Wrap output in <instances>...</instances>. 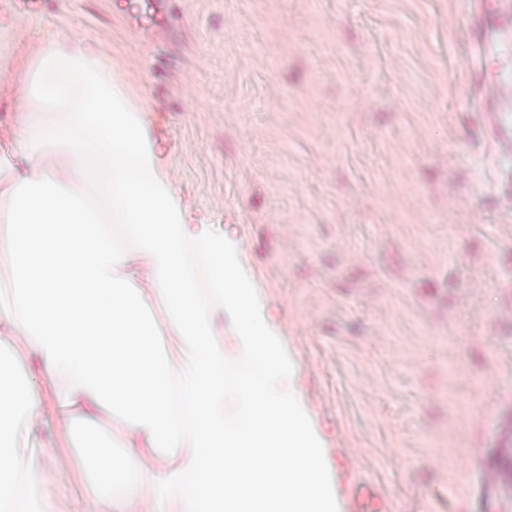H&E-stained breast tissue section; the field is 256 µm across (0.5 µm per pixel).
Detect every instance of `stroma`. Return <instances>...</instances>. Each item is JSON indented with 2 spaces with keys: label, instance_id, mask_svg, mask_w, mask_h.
Returning <instances> with one entry per match:
<instances>
[{
  "label": "stroma",
  "instance_id": "stroma-1",
  "mask_svg": "<svg viewBox=\"0 0 512 512\" xmlns=\"http://www.w3.org/2000/svg\"><path fill=\"white\" fill-rule=\"evenodd\" d=\"M39 0L147 102L195 211L266 288L339 489L389 512H486L512 470V150L467 82L472 0ZM84 494L94 466L57 437ZM347 512H386L387 503L378 489L371 483L359 482L351 490L347 497ZM374 502L379 505L378 508H371L370 504Z\"/></svg>",
  "mask_w": 512,
  "mask_h": 512
}]
</instances>
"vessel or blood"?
<instances>
[{"instance_id": "vessel-or-blood-1", "label": "vessel or blood", "mask_w": 512, "mask_h": 512, "mask_svg": "<svg viewBox=\"0 0 512 512\" xmlns=\"http://www.w3.org/2000/svg\"><path fill=\"white\" fill-rule=\"evenodd\" d=\"M496 17L485 15L483 7H476L472 19L475 55L474 73L480 79V88L486 95L492 114L494 136L500 143L512 146V82L499 79L494 66L512 62V0H497ZM347 506L349 512H387L383 497L371 483H357L351 490Z\"/></svg>"}]
</instances>
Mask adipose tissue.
<instances>
[{"label": "adipose tissue", "instance_id": "ef3b65f1", "mask_svg": "<svg viewBox=\"0 0 512 512\" xmlns=\"http://www.w3.org/2000/svg\"><path fill=\"white\" fill-rule=\"evenodd\" d=\"M0 82L12 157L0 161V342L38 378L0 370V512H76L35 431L48 405L127 423L121 458L99 456L98 512H156L173 472L178 512H340L327 450L265 293L223 225L194 212L149 136L144 102L89 35L33 36L0 0ZM134 240L117 245L113 228ZM163 313H156V306ZM178 337L179 357L160 345ZM256 367L226 388L229 364Z\"/></svg>", "mask_w": 512, "mask_h": 512}]
</instances>
